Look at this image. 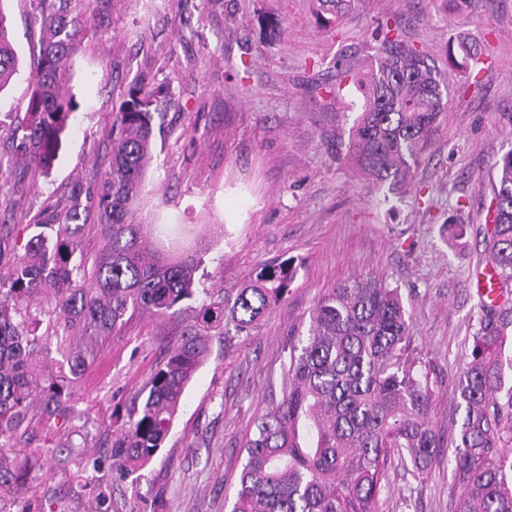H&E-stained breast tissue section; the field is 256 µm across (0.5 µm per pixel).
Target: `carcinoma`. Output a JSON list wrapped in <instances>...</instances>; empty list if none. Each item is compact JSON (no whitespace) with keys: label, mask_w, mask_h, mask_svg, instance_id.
Segmentation results:
<instances>
[{"label":"carcinoma","mask_w":512,"mask_h":512,"mask_svg":"<svg viewBox=\"0 0 512 512\" xmlns=\"http://www.w3.org/2000/svg\"><path fill=\"white\" fill-rule=\"evenodd\" d=\"M342 17L354 0H317ZM40 52L26 119L13 132L16 149L37 171L58 157L76 107L70 60L92 30L87 0H36ZM18 69L7 18L0 11V90ZM363 103L345 157L377 185H406L445 110L444 81L424 55L388 27L381 56L368 69L344 72ZM167 102L143 87L129 94L112 126V159L97 186L99 223H80L73 198L33 224L24 252L5 246L16 224H0V438L33 428L34 408L65 425L70 399L100 344L121 338L133 319L186 315L140 391L112 453V467L139 470L165 442L184 393L210 355V341L229 346L249 337L283 300L295 274L292 261L268 262L237 288L214 296L200 287L202 257L167 254L128 222L154 146V118ZM491 180L484 244L502 300L481 302L470 352L456 377L463 408L452 435L454 512H512V151ZM100 249L83 256L85 227ZM53 295L42 320L31 302ZM205 299H199V294ZM56 339L59 370L40 355ZM281 398L258 418L243 443L244 463L231 512H379L394 461L423 477L444 447L432 409L444 377L414 345L399 289L355 279L322 294L310 311L306 344L289 345ZM45 450L28 449L21 463L0 448V489L40 465Z\"/></svg>","instance_id":"carcinoma-1"}]
</instances>
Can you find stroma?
<instances>
[{
    "instance_id": "1",
    "label": "stroma",
    "mask_w": 512,
    "mask_h": 512,
    "mask_svg": "<svg viewBox=\"0 0 512 512\" xmlns=\"http://www.w3.org/2000/svg\"><path fill=\"white\" fill-rule=\"evenodd\" d=\"M0 9L19 59L0 90V159L10 163L16 203L0 224L87 199L111 157L112 122L139 82L168 105L131 223L151 237L166 229L165 251H200L216 291L238 287L262 263H298L287 297L252 336L229 347L213 340L169 436L136 472L112 468L121 434L112 412L128 409L177 323L146 316L101 346L73 391L71 422L43 420L27 435V447L46 454L0 493V512H231L240 446L279 397L288 342L307 338L320 294L356 278L399 289L416 344L446 378L436 429L454 430L455 373L479 312L472 282L485 265L484 183L512 150V0H356L338 20L312 0H91L93 28L71 67L77 108L45 175L15 153L10 135L35 73V4L0 0ZM387 20L429 56L446 89V110L400 191L343 161L360 94L350 84L331 92L342 72L376 55ZM460 40L479 64L449 60ZM452 482L447 447L424 481L393 467L381 512H453Z\"/></svg>"
}]
</instances>
